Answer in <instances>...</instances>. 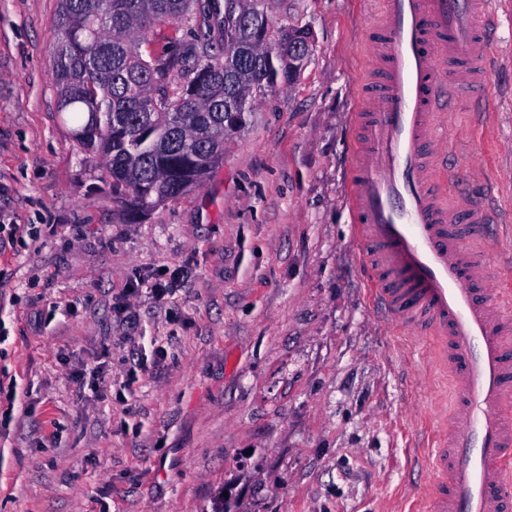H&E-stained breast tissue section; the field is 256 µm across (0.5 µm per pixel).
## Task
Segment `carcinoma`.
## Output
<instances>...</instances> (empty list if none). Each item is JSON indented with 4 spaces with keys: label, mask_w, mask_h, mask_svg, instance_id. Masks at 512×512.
<instances>
[{
    "label": "carcinoma",
    "mask_w": 512,
    "mask_h": 512,
    "mask_svg": "<svg viewBox=\"0 0 512 512\" xmlns=\"http://www.w3.org/2000/svg\"><path fill=\"white\" fill-rule=\"evenodd\" d=\"M265 0H61L52 45L58 109L97 153L130 223L198 188L247 125L256 95L294 83L310 32L274 27ZM191 21L182 53L144 58L153 28ZM191 77L173 87L178 73Z\"/></svg>",
    "instance_id": "obj_1"
}]
</instances>
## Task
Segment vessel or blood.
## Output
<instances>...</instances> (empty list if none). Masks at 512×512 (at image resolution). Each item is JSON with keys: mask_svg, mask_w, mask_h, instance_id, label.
I'll use <instances>...</instances> for the list:
<instances>
[{"mask_svg": "<svg viewBox=\"0 0 512 512\" xmlns=\"http://www.w3.org/2000/svg\"><path fill=\"white\" fill-rule=\"evenodd\" d=\"M499 0H379L367 45L379 65L358 86L348 207L376 304L403 334L431 339L454 412L428 452V512H512V289L490 251L512 211L447 170L452 117L485 84Z\"/></svg>", "mask_w": 512, "mask_h": 512, "instance_id": "vessel-or-blood-1", "label": "vessel or blood"}]
</instances>
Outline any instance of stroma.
Here are the masks:
<instances>
[{"mask_svg":"<svg viewBox=\"0 0 512 512\" xmlns=\"http://www.w3.org/2000/svg\"><path fill=\"white\" fill-rule=\"evenodd\" d=\"M378 0H266L309 28L200 188L127 223L58 112L60 0H0V512H421L447 389L373 302L347 207L355 87ZM449 144L502 196L512 10ZM176 289L155 300V281ZM162 358H136L140 337Z\"/></svg>","mask_w":512,"mask_h":512,"instance_id":"1","label":"stroma"}]
</instances>
